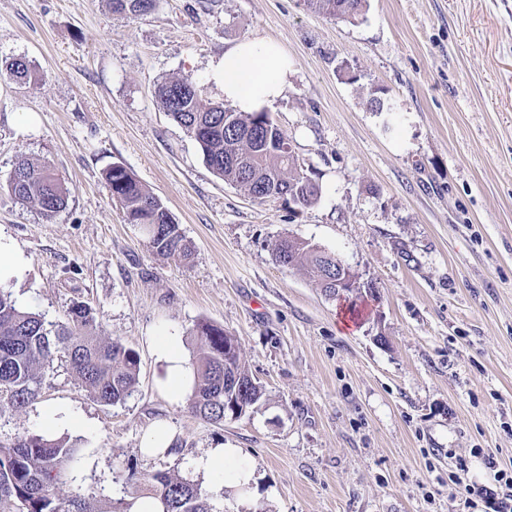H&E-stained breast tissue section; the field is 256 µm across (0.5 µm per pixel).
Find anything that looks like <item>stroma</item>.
Returning <instances> with one entry per match:
<instances>
[{
    "mask_svg": "<svg viewBox=\"0 0 512 512\" xmlns=\"http://www.w3.org/2000/svg\"><path fill=\"white\" fill-rule=\"evenodd\" d=\"M247 38L288 53L290 87L267 111L320 186L310 206L258 202L214 175L156 98L189 75L222 101L214 68ZM19 56L36 79L0 77V235L28 264L6 288L50 324L91 307L140 373L105 405L55 359L35 401L0 404V442L42 433V406L65 405L84 426L63 492L104 510L128 498L129 475L170 472L215 512H456L458 463L478 486L493 482L481 452L512 469V0H367L352 21L304 0H156L132 19L109 0H0V62ZM22 157L64 182L52 219L7 190ZM115 164L167 207L191 262L124 222L104 185ZM284 236L374 288L361 318L276 264ZM203 320L238 339L265 392L220 425L155 381L153 337L181 336L194 358ZM158 421L173 449L150 456ZM221 444L255 464L251 498L196 470Z\"/></svg>",
    "mask_w": 512,
    "mask_h": 512,
    "instance_id": "obj_1",
    "label": "stroma"
}]
</instances>
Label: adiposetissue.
Here are the masks:
<instances>
[{"instance_id":"adipose-tissue-1","label":"adipose tissue","mask_w":512,"mask_h":512,"mask_svg":"<svg viewBox=\"0 0 512 512\" xmlns=\"http://www.w3.org/2000/svg\"><path fill=\"white\" fill-rule=\"evenodd\" d=\"M290 63L284 48L270 39H247L225 49L214 70L213 80L220 86L226 102L238 111L256 112L284 96L288 89ZM153 349L159 365L157 383L172 401L182 400L193 381L179 336L155 337ZM209 477L219 479L224 489L249 491L255 481L252 464L239 449L212 448L197 462Z\"/></svg>"}]
</instances>
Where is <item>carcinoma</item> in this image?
Masks as SVG:
<instances>
[{
	"instance_id": "1",
	"label": "carcinoma",
	"mask_w": 512,
	"mask_h": 512,
	"mask_svg": "<svg viewBox=\"0 0 512 512\" xmlns=\"http://www.w3.org/2000/svg\"><path fill=\"white\" fill-rule=\"evenodd\" d=\"M112 11L128 17L148 13L155 0H110ZM366 0H306L314 11L336 19L354 20ZM7 78L27 83L35 69L24 57L6 62ZM186 76L170 78L157 87L163 110L199 143L204 160L214 174L247 195L270 199L266 192L291 196L300 205L314 203L319 185L295 163L288 135L265 111L236 112L205 99L203 87L193 94ZM106 188L119 203L124 221L138 224L150 246L174 261H187L191 249L167 208L131 172L119 164L105 173ZM7 189L22 203L38 207L47 219L66 207L67 190L50 164L19 160L10 174ZM275 262L285 268L299 267L317 282L326 296L354 301L371 288L347 289L336 295L328 282L334 276L336 254L287 236L273 250ZM196 357L192 362L194 385L188 400L192 414L222 425L231 414V396L246 401L255 411L264 395L262 386L241 361L240 347L224 328L208 322L197 324ZM65 359L83 388L98 401L114 405L129 397L138 384L139 357L131 348L102 335L92 310L75 303L66 322L48 324L34 312L20 309L10 293L0 289V398L14 408L34 401L40 394L42 370L56 357ZM237 378L249 384L241 394L224 380ZM78 448L65 438L24 432L8 445L0 444V512L15 506L19 512H102L90 500L74 495L62 498L58 489L68 483ZM135 497L153 498L159 512H213L208 496L187 481L167 472L139 478L130 475Z\"/></svg>"
}]
</instances>
